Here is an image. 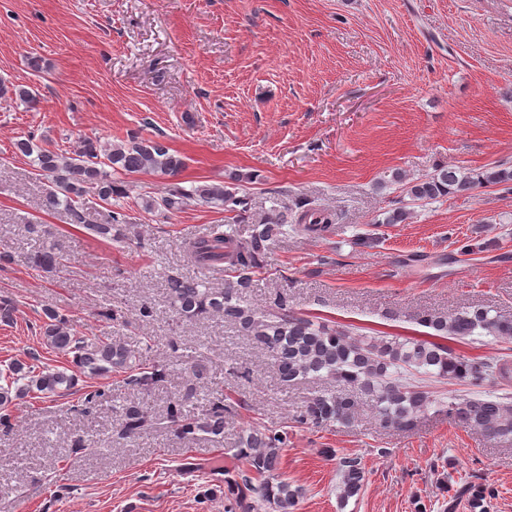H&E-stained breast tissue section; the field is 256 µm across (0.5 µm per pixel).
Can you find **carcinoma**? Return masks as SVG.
Returning <instances> with one entry per match:
<instances>
[{"mask_svg": "<svg viewBox=\"0 0 512 512\" xmlns=\"http://www.w3.org/2000/svg\"><path fill=\"white\" fill-rule=\"evenodd\" d=\"M13 95L33 105L36 96L23 86L0 84V95ZM16 152L30 162L50 183L46 206L65 209L70 223L110 239L120 237L125 214L112 212L107 224H87L83 197L96 195L101 201L127 197L125 179L142 173L175 177L185 167L183 157L170 152L163 142L132 136L119 143L83 140L71 152H57L39 145L33 138L15 143ZM512 183V167L490 172L442 167L434 174L408 183L406 193L415 204L434 201L451 194L467 193L489 184ZM190 201L224 208L231 214L224 224H215L207 235L185 243L191 262L200 268L222 267L227 273L224 287L187 276L166 280V298L176 316L199 320L219 316L238 335L264 350L281 385L329 381L331 386L315 391L297 416L301 424L315 427L353 424L359 405L364 403L382 431L408 430L433 404H443L427 389L426 382H463L479 385L489 378L512 377V362L499 357L469 360L457 355L447 341H472L490 336L512 341V312L483 307H464L452 314L424 312L416 323L430 330L426 339L397 336H368L347 326L291 310L288 293L280 291L259 306L249 298L256 274L270 246L288 232L323 239L335 230V218L313 201L302 198L285 211L274 210L263 222L252 225L249 235L240 234L239 224L249 210L248 196L240 188L224 184H198L186 189L176 184L163 194L141 198L149 213H175ZM61 244L42 241L32 257L35 267L46 273L61 264ZM46 344L59 354L73 355L82 371L105 376L123 375L124 385L138 398L118 410L117 438L133 440L165 431L177 439L224 440V418L241 403L212 392L198 402L197 387L208 375V364L200 356L180 352L172 339L168 346L173 360L148 364L142 352L107 336H84L55 311L43 312ZM183 375L184 385L169 399L164 414L158 415L144 402L174 370ZM77 385L74 375L63 369L44 370L36 375L15 368L6 385H0V410L8 411L14 401L38 391L47 396H69ZM195 404L188 410V404ZM448 420L481 433L490 440H512V397L485 392L466 397L448 396ZM288 447V429L252 427L243 431L233 449L237 465L224 470V486L236 496L243 512H294L302 489L292 487L279 473L282 451ZM338 499L346 506L359 497L365 484V467L358 457H341ZM471 512H486L492 491L481 485L465 486Z\"/></svg>", "mask_w": 512, "mask_h": 512, "instance_id": "1", "label": "carcinoma"}]
</instances>
